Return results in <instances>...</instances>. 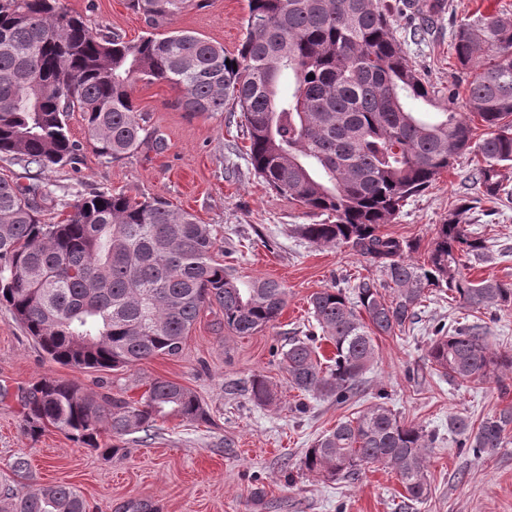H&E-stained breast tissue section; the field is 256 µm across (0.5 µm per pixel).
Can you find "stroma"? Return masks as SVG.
Masks as SVG:
<instances>
[{"mask_svg": "<svg viewBox=\"0 0 512 512\" xmlns=\"http://www.w3.org/2000/svg\"><path fill=\"white\" fill-rule=\"evenodd\" d=\"M62 3L89 26L107 27L130 40L146 29L127 0ZM444 5L425 28L413 5L392 15L409 65L441 91L460 80L451 50L457 26L480 14H512V0H444ZM246 15L247 0H206L204 7L183 12L173 27L197 32L233 53L245 35ZM178 95L165 82L136 85L135 103L150 117L149 134L163 138L165 146L144 145L120 162L98 157L81 114L72 113L69 132L82 145L79 159L46 171L43 180L60 195L123 191L159 196L192 212L200 223L220 230L225 266L246 280L282 282L287 304L273 325L251 336L229 332L218 308H203L179 356H157L114 372H80L51 361L0 305V505L37 486L60 483L74 487L89 512H128L139 502L152 512H512V440L495 454L476 458L458 448L452 428L454 420L476 423L512 405V376L504 391L492 384L459 385L427 361L437 327L452 331L475 322L485 323L492 348L512 352V308L477 313L450 295L429 297L405 332L376 337L375 358L355 403L339 406L292 389L280 352L311 322V294L348 290L358 278L377 279L381 273L350 246H317L302 239L296 225L315 223V216L255 176L237 118L189 116L176 107ZM475 167L474 156L462 154L432 186L410 198L384 232L428 248L450 207L473 196L469 177ZM469 229L490 252L469 277L512 284V196L478 203ZM257 373L272 383V403L251 400L247 388ZM44 377L131 399L139 398L152 379L176 381L198 396L211 420H168L152 438L126 436V456L107 459L53 428L36 439L25 433L17 393ZM380 398L435 436L430 493L422 501L405 500L398 476L380 465L354 482L327 481L300 466L306 448L323 432ZM20 454L30 460L22 477L10 469Z\"/></svg>", "mask_w": 512, "mask_h": 512, "instance_id": "obj_1", "label": "stroma"}]
</instances>
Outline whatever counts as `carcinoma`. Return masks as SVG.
<instances>
[{
    "label": "carcinoma",
    "instance_id": "obj_1",
    "mask_svg": "<svg viewBox=\"0 0 512 512\" xmlns=\"http://www.w3.org/2000/svg\"><path fill=\"white\" fill-rule=\"evenodd\" d=\"M194 0H128L149 31L127 40L94 29L61 0H0V157L42 172L73 164L81 151L68 132L79 112L98 156L116 162L147 143L148 117L133 98L137 83L177 88L176 106L196 115L240 113L254 174L272 190L329 220L298 224L318 246L349 245L383 279H359L352 295L325 288L309 298L315 330L281 352L289 385L345 406L360 393L374 338L406 329L434 291H450L475 310L512 306V284L478 282L464 270L487 257L485 240L466 229L472 201L437 225L423 260L419 245L381 231L403 202L431 186L455 156L478 157L477 194L497 200L512 167V16L480 15L458 25L457 64L476 69L466 82L468 112L408 65L381 0H248L237 53L191 31L171 30ZM293 78L284 93L281 79ZM438 108L433 118L421 106ZM485 127L474 136V124ZM53 195L38 177L21 185L0 176V304L50 360L75 370L128 368L180 355L201 310L216 306L224 327L251 336L275 322L287 288L274 279L244 281L215 259L221 239L211 224L160 197L94 192L56 200L62 219L44 218ZM331 342L319 357L316 337ZM427 361L459 384H502L512 353L496 352L486 326L437 329ZM251 399L271 402L255 375ZM26 432L55 428L85 447L125 456L124 437L152 436L158 422L206 418L184 385L156 378L137 400L94 397L77 383L44 378L21 393ZM457 446L480 457L504 447L512 406L474 426L459 420ZM111 434L114 444L100 443ZM434 437L385 403L346 418L306 449L301 467L331 480H357L371 465L396 472L404 498L428 495ZM7 512H88L62 484L40 485Z\"/></svg>",
    "mask_w": 512,
    "mask_h": 512
}]
</instances>
